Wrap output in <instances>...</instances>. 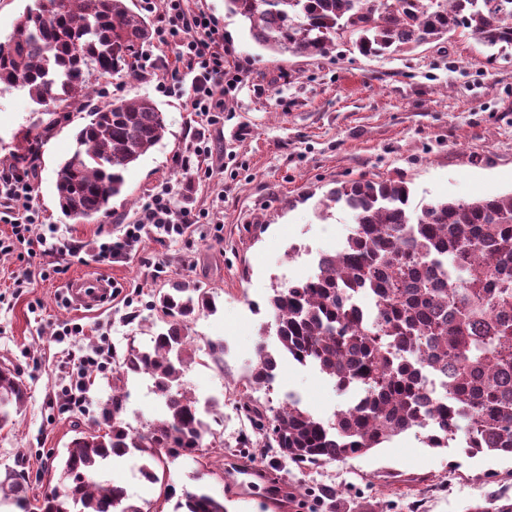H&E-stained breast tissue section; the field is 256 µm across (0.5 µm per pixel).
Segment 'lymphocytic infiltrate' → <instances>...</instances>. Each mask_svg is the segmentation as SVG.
Wrapping results in <instances>:
<instances>
[{
	"label": "lymphocytic infiltrate",
	"instance_id": "f902f5d3",
	"mask_svg": "<svg viewBox=\"0 0 512 512\" xmlns=\"http://www.w3.org/2000/svg\"><path fill=\"white\" fill-rule=\"evenodd\" d=\"M147 11L156 12L155 37L144 54L151 61L153 53H172L177 63L170 73L172 92L185 93L187 111L206 116L210 123H219L224 110V97L234 90L241 78L243 66L230 59L224 48V37L208 16L191 0H164L163 8H156L153 0H144ZM192 81H185V74ZM41 216L33 205L32 182L29 171L17 167L0 175V222L10 225L11 235L0 237V253L13 252L16 246L51 250L46 238H32L34 224ZM199 216L191 209L175 208L170 187H162L142 207L137 221L127 225L116 241L100 243L97 256L109 262L124 258L135 251L146 233L157 239H170L183 235L198 223Z\"/></svg>",
	"mask_w": 512,
	"mask_h": 512
}]
</instances>
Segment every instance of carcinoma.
<instances>
[{
    "mask_svg": "<svg viewBox=\"0 0 512 512\" xmlns=\"http://www.w3.org/2000/svg\"><path fill=\"white\" fill-rule=\"evenodd\" d=\"M47 18L30 11L0 42V87L22 89L46 110L92 92L91 79L125 72L147 46L151 24L128 0H50ZM249 23L252 38L278 53L327 55L350 43L365 56L412 51L459 32L493 59L512 50V0H224ZM73 154L56 169L60 210L85 220L110 210L125 187L124 171L163 139L167 122L150 98L92 106ZM404 181L359 179L329 192L352 213L344 244L320 253L305 281L273 289L268 300L277 352L257 345L247 379L270 388L279 357L311 366L338 391H357L325 422L292 399L275 413L252 395L239 411L262 434L263 456L320 466L364 454L413 428L430 448L455 441L466 454L512 455V193L475 201L410 202ZM162 312L150 344L131 347L116 380L145 375L162 400V417L143 429L121 419L126 394L112 390L96 425H75L63 456L67 483L43 498L45 512H142L123 486L96 476L114 457L135 454L141 476L196 458L219 402L201 403L185 386L199 348L189 336L197 316L217 306L198 284L172 281L158 292ZM203 365L224 366V340H208ZM26 401L19 376L0 371V429ZM22 462L0 470V503L28 512ZM183 512H227L224 500L198 487L183 492ZM467 512H512V497L488 492Z\"/></svg>",
    "mask_w": 512,
    "mask_h": 512,
    "instance_id": "1",
    "label": "carcinoma"
}]
</instances>
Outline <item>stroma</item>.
I'll return each mask as SVG.
<instances>
[{
    "instance_id": "35a3bbf8",
    "label": "stroma",
    "mask_w": 512,
    "mask_h": 512,
    "mask_svg": "<svg viewBox=\"0 0 512 512\" xmlns=\"http://www.w3.org/2000/svg\"><path fill=\"white\" fill-rule=\"evenodd\" d=\"M245 70L224 101V120L212 125L186 111L182 98L160 93L158 79L174 66L158 58L153 78L113 75L91 102L49 113L26 91H0V160L20 149L25 132L37 135L33 202L43 223L34 234L54 233L53 254L24 246L0 254V366L17 370L27 401L11 426L0 429V468L23 460L31 506L63 482L61 460L74 423L93 427L112 396L116 370L95 373L80 405L63 390L74 364L99 343L117 352L148 343L162 313L156 295L165 282L196 283L213 293L217 311L190 325L197 345L224 339L223 369L191 365L187 388L198 398L223 401L224 422L206 455V470L186 458L168 464L160 482L141 477L137 457L107 464L97 479L123 486L143 512H176L163 484L176 491L205 486L229 512H272L261 494L245 497L225 481L227 460L238 459L243 435L253 429L235 402L245 388L259 341L274 343L266 309L273 286L307 279L317 252L338 248L353 220L340 206L326 218L313 207L342 183L360 178L408 181L413 205L440 199L473 200L512 192V53L487 61L473 38L454 36L404 54L365 56L341 44L331 54H276L260 48L247 25L228 15L224 0H200ZM146 96L164 112L162 141L125 171V189L112 210L86 221L62 214L56 169L76 148V133L91 104ZM206 136L211 153L203 172L185 174L177 163L195 138ZM176 205L200 212L183 236H145L135 256L98 261L97 247L117 240L125 225L163 183ZM108 276L112 299L88 312L65 300L73 277ZM29 276L27 287L15 286ZM82 336L57 339L61 323ZM122 417L131 427L160 418L162 407L148 377H129ZM258 398L270 409L287 399L318 418L330 419L349 394L315 369L282 361L270 390ZM415 428L365 454L304 473L279 463L292 512H465L491 490L512 496V456H475L456 446L430 448ZM335 489L332 499L316 490Z\"/></svg>"
}]
</instances>
